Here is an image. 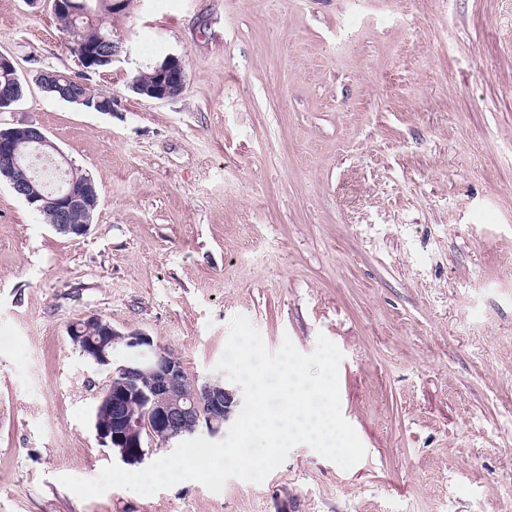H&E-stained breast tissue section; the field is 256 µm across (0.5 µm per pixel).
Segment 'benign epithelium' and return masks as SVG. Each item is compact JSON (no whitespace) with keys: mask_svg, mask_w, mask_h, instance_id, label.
Instances as JSON below:
<instances>
[{"mask_svg":"<svg viewBox=\"0 0 512 512\" xmlns=\"http://www.w3.org/2000/svg\"><path fill=\"white\" fill-rule=\"evenodd\" d=\"M118 53L117 42H112V55L91 56L81 50L77 58L87 71L95 70V63L112 61ZM156 81H136L149 98L166 101L177 97L184 87L185 73L181 62L173 59L160 67ZM20 81L13 60L0 53V112L18 102L13 88ZM60 99L69 103L93 107L98 112L112 111V98L102 96L80 80L72 88L60 93ZM49 161L64 176L65 186L55 193L44 191L45 184L36 175L40 163ZM77 168L48 138L44 130L33 122L0 130V178H5L12 191L28 205L40 211L49 208L55 220L51 228L63 236H84L91 227L93 212L87 205L90 198H98L94 180L77 175ZM68 336L82 356L96 366L113 364L110 352L118 342L132 350L137 358L112 369V381L99 399L94 414L96 436L102 445L117 450L119 460L127 465L144 460V442L160 440L166 444L200 428L217 437L224 432L234 412V394L219 380L189 388L191 404L175 395L183 382L184 370L180 359L161 346L145 332L122 334L112 323L90 316L68 328ZM141 403V411L129 409L132 402Z\"/></svg>","mask_w":512,"mask_h":512,"instance_id":"benign-epithelium-1","label":"benign epithelium"}]
</instances>
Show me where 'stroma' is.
<instances>
[{
	"instance_id": "obj_1",
	"label": "stroma",
	"mask_w": 512,
	"mask_h": 512,
	"mask_svg": "<svg viewBox=\"0 0 512 512\" xmlns=\"http://www.w3.org/2000/svg\"><path fill=\"white\" fill-rule=\"evenodd\" d=\"M86 74L48 0H0L33 122L99 188L55 233L0 180V512H512V0H131ZM176 58L182 93L137 95ZM88 78L91 112L38 70ZM270 350L343 354L348 470L300 444L259 484L87 500L116 462L92 416L111 371L67 334L142 331L215 378L233 315ZM92 98L95 99L94 103ZM60 99L87 108L93 105V109L97 112H108L112 109L111 97L95 93L88 83L77 79H75L72 89H66L60 93Z\"/></svg>"
}]
</instances>
